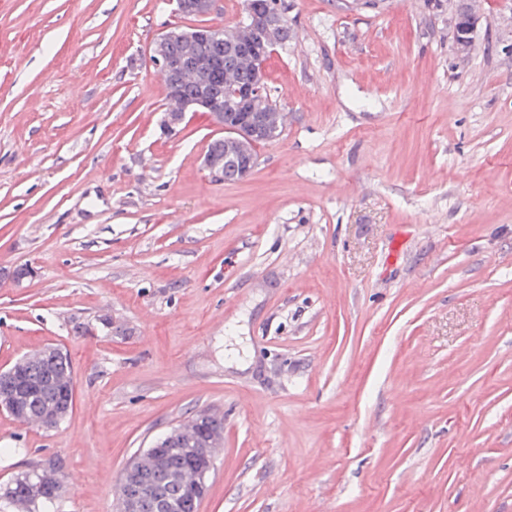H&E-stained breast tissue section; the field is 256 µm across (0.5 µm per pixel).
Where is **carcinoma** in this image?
<instances>
[{"mask_svg":"<svg viewBox=\"0 0 512 512\" xmlns=\"http://www.w3.org/2000/svg\"><path fill=\"white\" fill-rule=\"evenodd\" d=\"M252 79V65L250 61L224 47V68L220 73V90L227 91L231 88L246 86ZM257 112H240L237 101L229 96H224V121L235 123L249 116L254 120L261 117L264 112H276L278 108L271 100L258 104ZM207 152L224 160V180L236 181L242 178L241 170L244 160L241 154L219 136L212 139ZM15 367L21 372L23 408L31 420L43 417L52 419L51 425H61L73 410L74 399H68L60 389L63 380L71 375V367L68 361H49L39 357L35 351L27 355V360H18ZM179 427H193L197 434L208 438L218 437V444L224 442V418L210 413H198L179 424ZM159 467L150 471L155 488L163 495L176 503L174 512H198L199 498H192L186 493L184 484L197 458L188 447H164L159 449ZM56 463L48 464L18 473L10 482L0 487V498L13 508H20V504L29 499L30 488L39 482L42 490L39 498L32 507L25 512H47V508L59 499L50 475Z\"/></svg>","mask_w":512,"mask_h":512,"instance_id":"1","label":"carcinoma"}]
</instances>
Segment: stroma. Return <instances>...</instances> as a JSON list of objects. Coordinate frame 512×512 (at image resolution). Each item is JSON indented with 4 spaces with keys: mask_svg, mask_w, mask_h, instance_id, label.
<instances>
[{
    "mask_svg": "<svg viewBox=\"0 0 512 512\" xmlns=\"http://www.w3.org/2000/svg\"><path fill=\"white\" fill-rule=\"evenodd\" d=\"M288 123L245 178L160 128L171 0H0V371L56 346L74 407L0 411V484L113 512L127 462L224 417L198 512H512V0H280ZM56 462H48L37 469H31L18 473L10 482L0 487V497L5 503L17 511L20 504L29 499L30 488L33 484L40 482L42 490L36 502L31 508L21 510L22 512H47L49 506H53L60 496L49 479L53 469L57 468ZM5 488V490H3Z\"/></svg>",
    "mask_w": 512,
    "mask_h": 512,
    "instance_id": "stroma-1",
    "label": "stroma"
}]
</instances>
